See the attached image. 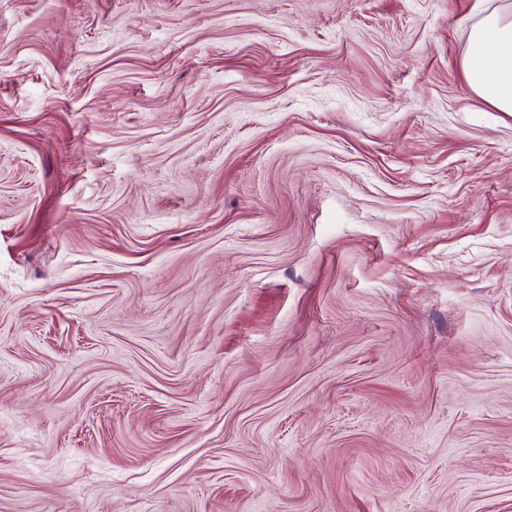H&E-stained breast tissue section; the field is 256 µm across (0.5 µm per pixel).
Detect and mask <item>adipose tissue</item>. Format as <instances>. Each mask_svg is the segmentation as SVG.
Instances as JSON below:
<instances>
[{
  "mask_svg": "<svg viewBox=\"0 0 512 512\" xmlns=\"http://www.w3.org/2000/svg\"><path fill=\"white\" fill-rule=\"evenodd\" d=\"M467 89L498 112H512V6L486 12L469 31L461 62Z\"/></svg>",
  "mask_w": 512,
  "mask_h": 512,
  "instance_id": "adipose-tissue-1",
  "label": "adipose tissue"
}]
</instances>
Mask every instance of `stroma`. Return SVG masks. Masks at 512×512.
<instances>
[{"label": "stroma", "instance_id": "obj_1", "mask_svg": "<svg viewBox=\"0 0 512 512\" xmlns=\"http://www.w3.org/2000/svg\"><path fill=\"white\" fill-rule=\"evenodd\" d=\"M502 0H0V512H512ZM461 67L470 92L496 112H512V5L495 7L470 27Z\"/></svg>", "mask_w": 512, "mask_h": 512}]
</instances>
